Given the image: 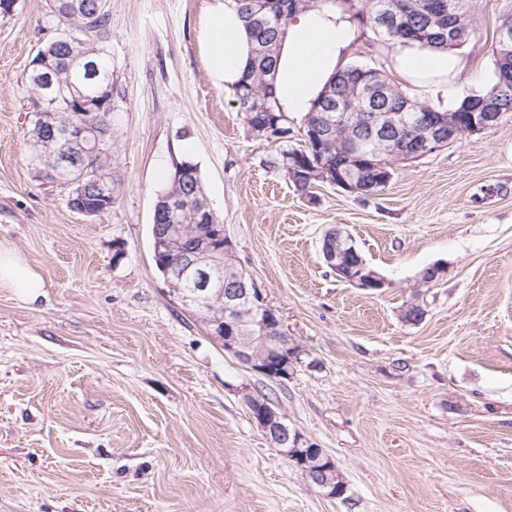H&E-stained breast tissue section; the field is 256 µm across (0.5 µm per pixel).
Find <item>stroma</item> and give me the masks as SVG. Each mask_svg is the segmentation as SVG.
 I'll return each mask as SVG.
<instances>
[{
	"label": "stroma",
	"instance_id": "35a3bbf8",
	"mask_svg": "<svg viewBox=\"0 0 512 512\" xmlns=\"http://www.w3.org/2000/svg\"><path fill=\"white\" fill-rule=\"evenodd\" d=\"M208 4L105 0L112 208L91 218L30 147L28 68L64 31L52 0L0 16V248L44 279L32 303L0 288V512H512V120L398 165L380 194L301 195L281 153L304 118L284 141L248 131L207 67ZM500 7L474 0L455 51L469 94L493 79ZM394 52L363 26L346 62L388 71ZM182 160L300 350L288 379L225 353L155 266L154 205ZM332 227L385 288L326 266ZM249 392L334 457L348 501L272 447Z\"/></svg>",
	"mask_w": 512,
	"mask_h": 512
}]
</instances>
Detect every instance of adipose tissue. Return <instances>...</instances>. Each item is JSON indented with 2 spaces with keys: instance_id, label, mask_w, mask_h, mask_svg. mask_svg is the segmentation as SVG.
Masks as SVG:
<instances>
[{
  "instance_id": "obj_1",
  "label": "adipose tissue",
  "mask_w": 512,
  "mask_h": 512,
  "mask_svg": "<svg viewBox=\"0 0 512 512\" xmlns=\"http://www.w3.org/2000/svg\"><path fill=\"white\" fill-rule=\"evenodd\" d=\"M356 38L343 6H323L297 14L281 42L272 83L280 112L295 116L310 111ZM202 48L214 80L232 88L243 77L252 44L240 14L239 0H211L202 30ZM460 61L447 51L409 48L396 55L393 72L410 85L435 93L464 86ZM42 276L18 256L0 249V288L36 299Z\"/></svg>"
}]
</instances>
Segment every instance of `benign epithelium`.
Instances as JSON below:
<instances>
[{
    "label": "benign epithelium",
    "mask_w": 512,
    "mask_h": 512,
    "mask_svg": "<svg viewBox=\"0 0 512 512\" xmlns=\"http://www.w3.org/2000/svg\"><path fill=\"white\" fill-rule=\"evenodd\" d=\"M429 27L446 39L448 44L458 40L456 31L446 25L445 9L440 6L428 16ZM41 68L30 73L41 93L36 101L35 116L56 107L62 91L52 81L49 54H42ZM86 111L76 113L61 131V138L78 148L81 153L102 152L99 133L103 126L88 119V113L95 105H84ZM410 114L406 108L396 107L388 112H367L364 119L350 135L348 144L354 153L361 152V146L377 136L397 132L407 123ZM502 120L493 99L483 102L482 111L473 112L458 129V123L449 122L440 116L424 121L423 135L408 146L407 160H419L436 151L458 142L462 138L485 134L497 127ZM70 170L71 208L87 217H94L103 210L88 209L83 199L89 191H101V196L112 194L109 176L102 169L82 168L79 163L66 164ZM309 176L317 183H328L348 192H354L347 178L340 172L332 177L328 171L318 165H311ZM194 218L198 224L210 225L211 233L196 242L190 249L183 247L188 229L183 224H156L153 236L156 249L166 248L182 255V262L166 269L167 278H180L187 271L195 274L196 286L192 295L181 299L186 307L200 312L213 310L211 305V271L225 268L226 288L218 302L224 313L210 319V335L220 340L224 351L234 356L240 363L272 380L288 379L293 375L297 361L292 355L293 343L285 332L281 319L266 302L262 291L255 283H245L244 272L238 269L232 240L224 231L223 224L214 223L213 211L206 202L197 201L194 206ZM325 264L338 277L360 288L381 289L387 285L383 275L366 271V261L355 244L352 236L340 231L333 240H328L321 251ZM261 328V335L255 336L248 331L250 326ZM250 406L252 418L264 431L273 448L288 461L292 462L323 496L341 499L347 493V483L339 472L334 458L323 448L313 443L300 430L288 425L284 416L277 410L263 405L255 395H244Z\"/></svg>",
    "instance_id": "1"
}]
</instances>
